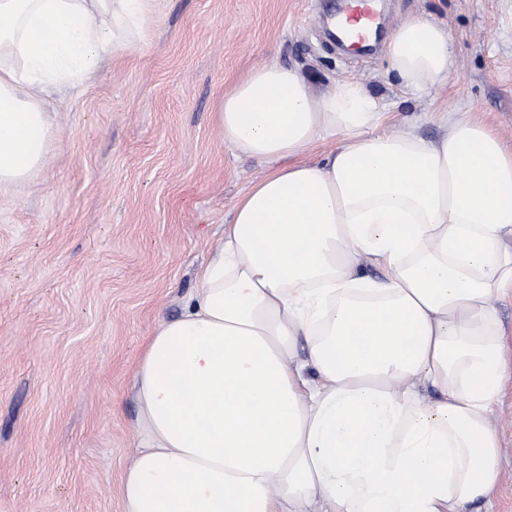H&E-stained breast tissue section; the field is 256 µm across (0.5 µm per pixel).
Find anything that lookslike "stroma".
Returning <instances> with one entry per match:
<instances>
[{"instance_id":"stroma-1","label":"stroma","mask_w":512,"mask_h":512,"mask_svg":"<svg viewBox=\"0 0 512 512\" xmlns=\"http://www.w3.org/2000/svg\"><path fill=\"white\" fill-rule=\"evenodd\" d=\"M448 27L453 69L413 93L385 48L345 52L334 0H156L141 51L55 94V139L26 186L0 191V512H122L138 443L137 360L178 316L240 197L266 173L224 141L213 108L259 63L301 69L315 93L346 82L384 128L429 142L438 112L487 125L512 150V0H384ZM512 512V380L492 413Z\"/></svg>"}]
</instances>
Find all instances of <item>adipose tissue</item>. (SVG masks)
Masks as SVG:
<instances>
[{
  "label": "adipose tissue",
  "mask_w": 512,
  "mask_h": 512,
  "mask_svg": "<svg viewBox=\"0 0 512 512\" xmlns=\"http://www.w3.org/2000/svg\"><path fill=\"white\" fill-rule=\"evenodd\" d=\"M153 9L0 0V188L44 167L52 94L137 51ZM388 54L415 92L453 65L447 27L426 18H407ZM214 113L267 173L145 345L123 512H485L501 476L491 414L512 378L498 312L512 153L452 115L435 144L386 132L363 87L318 95L273 61Z\"/></svg>",
  "instance_id": "1"
}]
</instances>
